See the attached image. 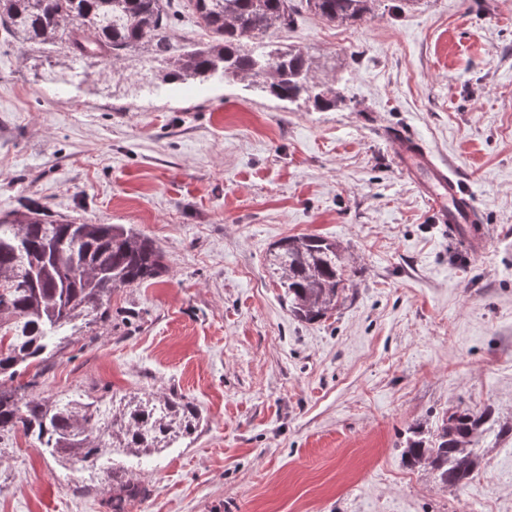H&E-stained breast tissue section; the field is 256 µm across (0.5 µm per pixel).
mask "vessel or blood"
Instances as JSON below:
<instances>
[{"label":"vessel or blood","instance_id":"obj_1","mask_svg":"<svg viewBox=\"0 0 512 512\" xmlns=\"http://www.w3.org/2000/svg\"><path fill=\"white\" fill-rule=\"evenodd\" d=\"M395 143L396 159L402 169L413 175L427 173V180L419 188L436 222L449 230L457 224L473 225L476 240H487L486 229L477 222L471 193L455 174L437 163L415 139L399 136Z\"/></svg>","mask_w":512,"mask_h":512}]
</instances>
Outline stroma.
<instances>
[{
  "label": "stroma",
  "mask_w": 512,
  "mask_h": 512,
  "mask_svg": "<svg viewBox=\"0 0 512 512\" xmlns=\"http://www.w3.org/2000/svg\"><path fill=\"white\" fill-rule=\"evenodd\" d=\"M274 42L308 51L335 108L243 75L146 83L138 53L75 62L0 28V215L129 224L167 266L19 380L53 400L174 393L200 416L98 471L15 431L0 512H111L112 471L146 488L127 512H512L511 442L461 488L402 459L408 426L449 408L512 420V0H376L354 25L302 7ZM397 130L472 190L489 249L435 224ZM293 235L336 242L352 271L319 321L291 314L269 266Z\"/></svg>",
  "instance_id": "35a3bbf8"
}]
</instances>
